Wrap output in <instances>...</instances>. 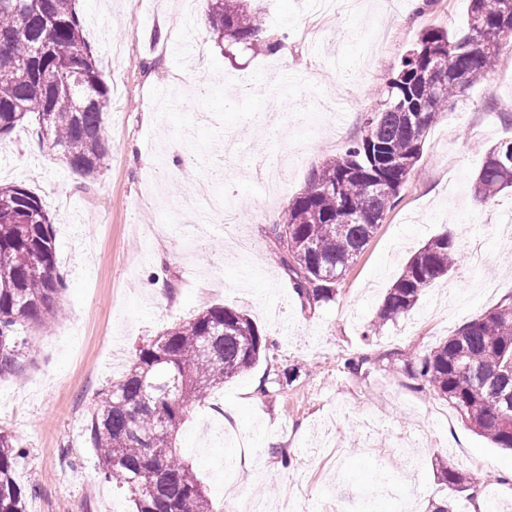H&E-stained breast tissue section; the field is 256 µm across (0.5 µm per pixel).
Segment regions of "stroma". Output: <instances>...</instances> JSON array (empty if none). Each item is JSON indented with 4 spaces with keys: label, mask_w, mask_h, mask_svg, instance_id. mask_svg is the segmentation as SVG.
Instances as JSON below:
<instances>
[{
    "label": "stroma",
    "mask_w": 512,
    "mask_h": 512,
    "mask_svg": "<svg viewBox=\"0 0 512 512\" xmlns=\"http://www.w3.org/2000/svg\"><path fill=\"white\" fill-rule=\"evenodd\" d=\"M418 18L414 0H359L319 31L315 0H256L271 35L287 31V57L263 48L228 52L208 39L207 14L178 0H76L84 34L109 76L108 154L94 178L76 174L39 144L34 121L0 138V182L34 192L52 217L66 272L65 314L25 334L32 348L16 376L0 379V431L18 442L16 479L26 512H133L98 472L85 438L91 409L135 350L176 322L224 305L246 314L267 340L258 365L193 408L177 445L214 502L233 512L212 461L229 457L237 490L260 508L286 500L295 512L343 504L356 512L373 473L400 460L403 437L421 442L420 466L404 474L399 508L418 491L428 512H473L472 492L441 474L497 480L512 501V451L467 428L447 399L419 388L411 365L475 316L512 299V261L502 222L512 188L473 207L487 150L512 141V68L496 64L431 128L417 171L352 264L334 301L297 297L267 231L313 168L343 155L364 133L378 90L423 26L463 32L467 0ZM247 75L234 106L224 96ZM321 99L342 103L316 110ZM291 155L280 196L266 203L248 172L256 160ZM214 180L234 199V228L209 216L196 238L180 220L195 184ZM457 227L461 254L416 307L368 333L409 257ZM164 280L157 300L151 288ZM379 448L364 451L367 415ZM441 471L444 474L446 482H448V489L451 492H464L467 490H473L472 494L477 490L485 491L491 489L492 484H481L478 478L467 477L465 474L460 472L458 469L445 465L442 463L440 466Z\"/></svg>",
    "instance_id": "obj_1"
}]
</instances>
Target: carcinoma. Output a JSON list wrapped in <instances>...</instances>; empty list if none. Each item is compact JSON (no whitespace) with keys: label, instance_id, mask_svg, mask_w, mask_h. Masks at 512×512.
Instances as JSON below:
<instances>
[{"label":"carcinoma","instance_id":"carcinoma-1","mask_svg":"<svg viewBox=\"0 0 512 512\" xmlns=\"http://www.w3.org/2000/svg\"><path fill=\"white\" fill-rule=\"evenodd\" d=\"M76 0H0V135L35 119L42 141L68 166L94 175L107 156L102 135L110 103ZM216 43L261 45L274 53L283 39L266 37V22L249 0H204ZM467 32L421 29L384 84L367 130L345 154L312 170L269 236L307 305L333 300L339 281L362 254L422 157L439 114L466 87L485 78L512 51V0H468ZM446 72L427 76L436 64ZM512 185V141L493 145L474 186L489 199ZM459 254L455 240H429L406 262L368 326L377 331L409 313L431 283L446 276ZM67 282L56 260L53 222L41 200L18 184H0V379L15 375L29 351L21 330L50 323ZM266 339L243 313L211 306L174 324L137 349L125 373L101 393L86 425L99 472L123 488L135 512H224L177 448L186 413L227 380L260 361ZM422 386L448 399L471 430L512 449V303L479 314L418 358ZM15 439L0 432V512H25L14 466ZM448 489L486 491L489 484L441 465Z\"/></svg>","mask_w":512,"mask_h":512}]
</instances>
